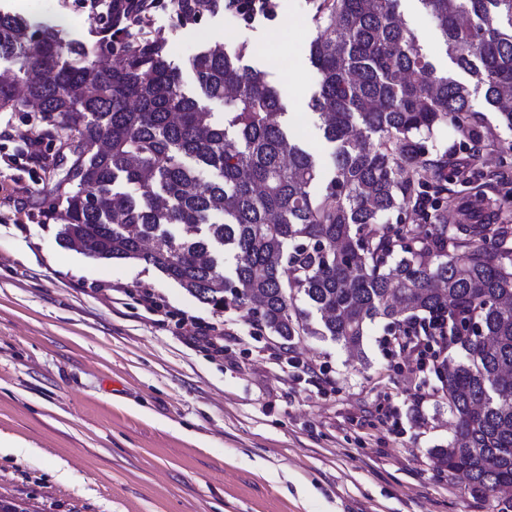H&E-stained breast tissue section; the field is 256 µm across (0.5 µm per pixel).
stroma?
Returning <instances> with one entry per match:
<instances>
[{
  "mask_svg": "<svg viewBox=\"0 0 512 512\" xmlns=\"http://www.w3.org/2000/svg\"><path fill=\"white\" fill-rule=\"evenodd\" d=\"M74 3L0 10L97 51L106 16ZM397 15L438 75L470 83L421 0H400ZM150 16L132 33L165 38L185 93L223 115L190 61L216 44L242 54L278 90L289 133L328 165L334 146L311 107L310 0H278L277 19L251 26L209 11L183 26L171 6ZM471 103L496 145L461 146L444 127L427 147L489 194L496 173L512 177V130L482 92ZM58 147L33 115L0 112V435L21 446L0 454V496L28 512H500L438 476L431 450L453 436L448 407L436 375L418 378L386 345V322L370 325L359 355L327 336L283 347L246 309L200 303L152 265L85 257L59 236ZM146 289L158 313L142 306ZM187 320L223 329V350L194 341Z\"/></svg>",
  "mask_w": 512,
  "mask_h": 512,
  "instance_id": "1",
  "label": "stroma"
}]
</instances>
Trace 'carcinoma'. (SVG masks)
I'll return each mask as SVG.
<instances>
[{"label": "carcinoma", "mask_w": 512, "mask_h": 512, "mask_svg": "<svg viewBox=\"0 0 512 512\" xmlns=\"http://www.w3.org/2000/svg\"><path fill=\"white\" fill-rule=\"evenodd\" d=\"M317 36L310 54L321 80L311 106L335 144L325 193L313 155L293 143L283 106L264 76L221 46L198 53L192 70L205 95L224 99L217 121L187 95L166 58L164 37L141 40L152 0H112L103 43L121 62L105 67L77 39L0 11V112L23 110L56 130L73 157L63 192L62 240L95 260L143 261L199 302L246 307L260 328L288 342L329 336L363 346L368 327L392 329L448 317L459 358L436 360L438 391L455 438L431 450L437 470L466 478L476 499L512 500V220L508 195L448 198L459 171L425 143L447 126L467 142L494 141L471 104L512 129V0H422L456 65L473 85L436 74L413 34L396 22L397 0H312ZM220 0H176L191 23ZM236 129L230 139L224 125ZM212 171L217 177L204 181ZM138 187L131 195L118 180ZM427 224L385 217L411 205ZM466 223L447 224L448 205ZM161 244L152 251L144 243ZM235 278L224 277V252ZM319 314L302 319L296 301ZM476 321L484 338L462 336Z\"/></svg>", "instance_id": "carcinoma-1"}]
</instances>
